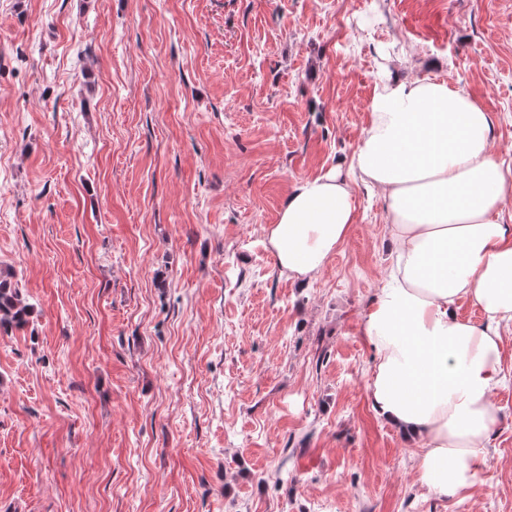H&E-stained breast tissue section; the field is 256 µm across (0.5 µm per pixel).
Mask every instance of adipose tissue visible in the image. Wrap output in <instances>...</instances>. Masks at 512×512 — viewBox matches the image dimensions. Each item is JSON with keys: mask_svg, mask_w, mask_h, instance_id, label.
Wrapping results in <instances>:
<instances>
[{"mask_svg": "<svg viewBox=\"0 0 512 512\" xmlns=\"http://www.w3.org/2000/svg\"><path fill=\"white\" fill-rule=\"evenodd\" d=\"M495 118L436 77L375 88L350 173L301 180L268 243L280 271L318 277L348 239L355 184L381 193L393 270L363 321L376 350L366 391L374 412L421 450L418 478L452 498L480 481L499 425L503 328L512 324V165L491 148ZM469 300L481 324L460 318Z\"/></svg>", "mask_w": 512, "mask_h": 512, "instance_id": "obj_1", "label": "adipose tissue"}]
</instances>
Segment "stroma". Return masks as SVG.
Wrapping results in <instances>:
<instances>
[{
    "mask_svg": "<svg viewBox=\"0 0 512 512\" xmlns=\"http://www.w3.org/2000/svg\"><path fill=\"white\" fill-rule=\"evenodd\" d=\"M495 116L512 0H0V512H512V327L480 482L438 495L366 395L385 202L316 279L266 228L387 74ZM9 277L11 273L0 274V331L6 333L23 327L32 313V306L23 298L17 283L13 284Z\"/></svg>",
    "mask_w": 512,
    "mask_h": 512,
    "instance_id": "stroma-1",
    "label": "stroma"
}]
</instances>
